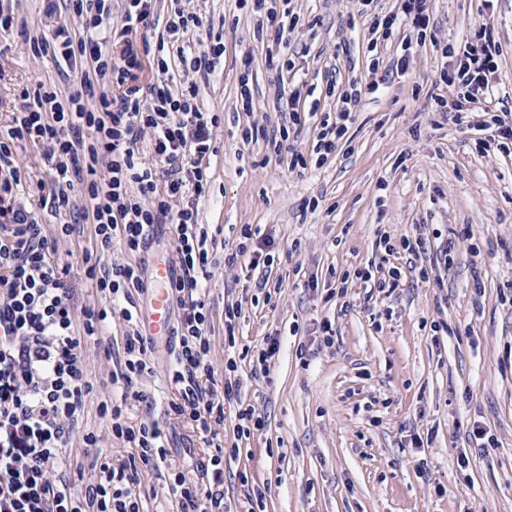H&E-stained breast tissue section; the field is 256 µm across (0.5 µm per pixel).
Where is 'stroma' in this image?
Returning a JSON list of instances; mask_svg holds the SVG:
<instances>
[{
  "mask_svg": "<svg viewBox=\"0 0 512 512\" xmlns=\"http://www.w3.org/2000/svg\"><path fill=\"white\" fill-rule=\"evenodd\" d=\"M184 4L224 29L221 64L209 78L192 77L200 107L220 117L210 189L198 205L199 221L215 239L208 359L216 379L224 377L231 347H252L269 335L280 341L269 373L239 364L238 397L264 427L240 440L225 419L221 443L240 450L224 463L225 501L234 512H249L255 494L264 512H512V155L476 151L452 113L434 102L438 95L454 97L439 81L440 49L473 35L483 0H430L432 39L413 56L409 79L365 98L349 144L302 174L288 170L267 145V135L284 122L275 109L281 85L253 17L236 0ZM291 6L310 24L292 44L306 59L302 80L314 87L321 109L331 110L336 101L326 97L327 83L344 88L370 63L366 46L375 16L360 14L356 0H292ZM7 7L15 24L0 31V41L12 46L0 56V126L31 82L68 89L50 58L32 54L23 31L48 33L59 21L81 30L71 14L47 17L42 0H9ZM494 26L502 49L498 95L512 108V0H497ZM245 72L252 89L247 112L238 104ZM248 127L256 135L246 141ZM313 199L318 209L310 208ZM246 226L254 231L247 241ZM384 234L419 241L417 258L395 259L401 285L388 298L342 277L375 260ZM243 242L261 256L257 268L237 257ZM59 251L70 265L75 309L96 304L82 245L64 240ZM175 259L169 224L156 225L143 252L116 246L108 256L149 268ZM341 286L345 295L331 297ZM230 305L241 308L231 328L224 323ZM385 308L390 317L377 319ZM326 321L334 331L329 342L321 332ZM128 328L113 312L86 351L98 392L68 444L72 459L83 460L87 432L113 464L132 453L98 412L99 402L122 397L107 351L121 349ZM178 345L173 335L149 337L151 370L132 384L144 399L129 405V422L158 423L166 450L159 467L143 472L135 486L143 512H178L172 473L195 478L209 452L191 421L169 407L178 396L172 381ZM477 425L493 436L491 446L469 440Z\"/></svg>",
  "mask_w": 512,
  "mask_h": 512,
  "instance_id": "1",
  "label": "stroma"
}]
</instances>
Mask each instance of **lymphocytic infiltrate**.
I'll use <instances>...</instances> for the list:
<instances>
[{
	"label": "lymphocytic infiltrate",
	"mask_w": 512,
	"mask_h": 512,
	"mask_svg": "<svg viewBox=\"0 0 512 512\" xmlns=\"http://www.w3.org/2000/svg\"><path fill=\"white\" fill-rule=\"evenodd\" d=\"M47 15L66 8L79 17L85 36L73 35L61 24L50 35L34 38L40 56L65 64L71 74L68 95L42 81L20 93L21 102L9 123L0 129V512H140L133 491L139 473L156 468L165 458L157 423L129 425L125 404H101L111 421L112 434L134 453L128 464L113 466L97 449L98 438L88 432L85 447L95 449L93 475L83 493L71 489L59 470L66 465L63 449L80 424L86 403L94 394L85 350L98 337L111 311L89 306L74 315L65 278L68 267L58 254L61 238L89 225L90 246L83 252L85 274L100 297L131 299L142 288V271L133 265H112L105 257L113 246L142 250L155 225H173L180 275L172 286L182 317L172 380L179 396L170 407L175 415L194 422L214 452L199 462L198 479L176 474L172 488L180 512H226L224 450L216 439L224 428V404L238 394V381L214 380L207 360L209 304L205 283L212 261L207 225L198 220V203L210 183L207 157L216 150L213 131L216 113L196 102L197 87L175 83L176 71L204 76L214 72L224 54L223 32L207 29L201 17L187 11L181 0H170L165 35L154 60L156 79L149 96L134 85L141 61L131 35L148 26L155 0H124L119 27H112V0H45ZM291 0H238L258 20L257 32L269 49V63L280 73L300 72L288 52L301 28ZM429 0H402V10L387 13L377 23L381 39L395 30L406 33L401 53L387 65L373 63L364 76L349 80L334 111L302 109L301 93L280 94L276 109L288 120L270 138L274 154L291 133L318 117L320 131L312 156L293 154L290 170L322 167L348 131L351 114L363 97L385 88L389 80L406 79L410 60L424 43L430 26ZM486 13L473 37L444 45L440 78L453 87L452 108L458 128L469 130L476 149L493 144L512 146V110L497 109L496 88L500 47L493 37V0H484ZM205 29V39L190 34ZM484 112L473 122L475 112ZM150 137L154 165L142 163L139 142ZM32 142L44 150L50 189L39 194L36 206L16 204L15 190L26 173L16 162L19 144ZM69 216L56 233H47L37 216ZM382 265L386 276L373 268L357 270L367 288L391 295L401 273L390 261L414 254L411 237L383 238ZM146 340L138 328L128 332L122 356L116 361L113 382L131 386L134 377L148 372Z\"/></svg>",
	"instance_id": "f902f5d3"
}]
</instances>
